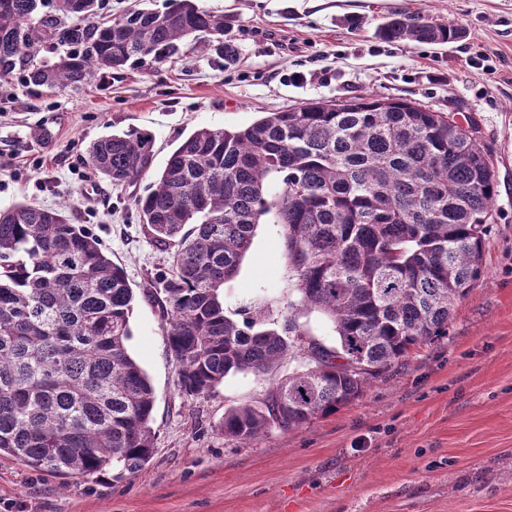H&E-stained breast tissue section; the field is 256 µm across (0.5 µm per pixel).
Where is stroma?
I'll return each instance as SVG.
<instances>
[{
    "label": "stroma",
    "mask_w": 512,
    "mask_h": 512,
    "mask_svg": "<svg viewBox=\"0 0 512 512\" xmlns=\"http://www.w3.org/2000/svg\"><path fill=\"white\" fill-rule=\"evenodd\" d=\"M224 14L239 51L184 46L150 70L50 92L0 81V209L67 206L120 264L132 288L170 265L145 237L135 200L150 177L116 187L86 164L91 143L130 128L155 136L154 170L202 126L243 128L260 113L308 99L404 98L476 120L497 180L484 273L455 307L448 334L425 346L335 414L250 446L225 437L227 408L256 405L297 368L284 360L257 376L225 378L205 398L176 386L165 325L138 299L128 349L156 397L152 460L130 473L35 472L0 457V512H512V0H200ZM408 14L460 25L439 47L388 43L383 17ZM484 55L487 66L470 60ZM283 227L257 225L224 310L265 307L332 347L319 312L296 306Z\"/></svg>",
    "instance_id": "1"
}]
</instances>
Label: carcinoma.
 <instances>
[{"label":"carcinoma","mask_w":512,"mask_h":512,"mask_svg":"<svg viewBox=\"0 0 512 512\" xmlns=\"http://www.w3.org/2000/svg\"><path fill=\"white\" fill-rule=\"evenodd\" d=\"M103 0H9L0 10V80L50 91L163 62L188 42L237 58L224 15L165 0L103 20ZM388 42L443 45L460 26L400 14ZM475 119L403 99L308 100L239 129L203 126L170 153L137 199L142 227L171 268L156 303L176 385L205 397L238 372L262 375L303 356L306 332L287 318L224 312L255 226L284 227L298 304L334 324L336 347L279 382L258 405L224 411V436L249 443L290 431L363 395L371 380L448 335L455 303L483 273L497 181ZM155 137L131 128L88 148L113 185L147 175ZM274 182L276 192L269 194ZM136 299L124 269L65 207L0 210V456L35 471L135 472L154 453L155 396L128 350Z\"/></svg>","instance_id":"1"}]
</instances>
